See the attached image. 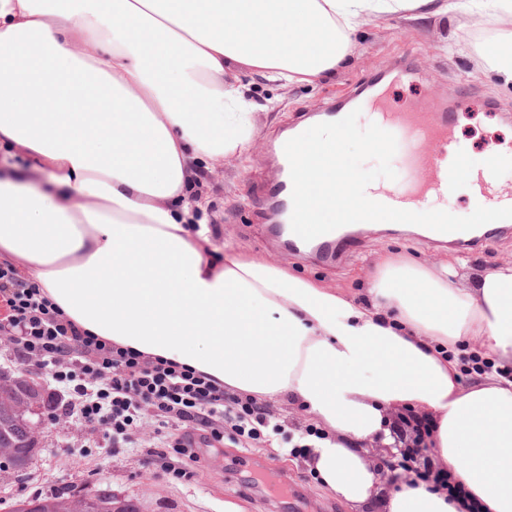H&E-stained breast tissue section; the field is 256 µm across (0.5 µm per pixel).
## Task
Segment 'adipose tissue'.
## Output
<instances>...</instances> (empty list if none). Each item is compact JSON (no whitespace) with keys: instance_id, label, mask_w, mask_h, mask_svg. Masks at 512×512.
<instances>
[{"instance_id":"ef3b65f1","label":"adipose tissue","mask_w":512,"mask_h":512,"mask_svg":"<svg viewBox=\"0 0 512 512\" xmlns=\"http://www.w3.org/2000/svg\"><path fill=\"white\" fill-rule=\"evenodd\" d=\"M458 7L495 32L483 70L512 85V0ZM447 12L440 0H0V149L43 176L0 172V260L82 331L299 405L329 434L310 469L356 510L468 512L369 459L387 416L413 408L472 501L512 512V262L460 288L457 257L388 251L359 301L217 248L193 191L201 164L254 142L257 104L237 71L314 84L350 62L368 21ZM463 346L494 371L462 383Z\"/></svg>"}]
</instances>
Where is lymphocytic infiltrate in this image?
I'll return each instance as SVG.
<instances>
[{"label":"lymphocytic infiltrate","mask_w":512,"mask_h":512,"mask_svg":"<svg viewBox=\"0 0 512 512\" xmlns=\"http://www.w3.org/2000/svg\"><path fill=\"white\" fill-rule=\"evenodd\" d=\"M0 335L16 347L18 357L43 370L66 400L65 412L89 427L107 426L113 451L131 442L132 429L152 414L159 429L186 426L172 450L178 459L195 456V441L231 442L243 448L283 435L282 426L258 399L224 390L218 382L175 362L144 355L82 332L36 284L0 264ZM433 423L407 409L387 425L401 455L403 479L444 490L449 498L463 495L448 473L425 455ZM290 455L307 456L324 429L310 424L299 436L283 435Z\"/></svg>","instance_id":"f902f5d3"}]
</instances>
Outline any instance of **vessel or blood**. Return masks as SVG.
Segmentation results:
<instances>
[{"label": "vessel or blood", "mask_w": 512, "mask_h": 512, "mask_svg": "<svg viewBox=\"0 0 512 512\" xmlns=\"http://www.w3.org/2000/svg\"><path fill=\"white\" fill-rule=\"evenodd\" d=\"M411 74L409 61L398 60L360 84L346 99L331 102L318 114L300 118L275 137L262 194L267 204L271 234L288 252L324 265L339 266L347 259L350 243L365 228L364 223L357 222L306 242L293 233L290 223L292 181L284 153L285 143L311 126L344 118L353 108L367 112L372 123L395 136L402 165L409 174L400 186L382 185L367 189L366 195L370 199L408 211L422 202L427 203L429 209H438L454 188L459 175L464 173L468 176L471 198L476 205L512 207V195L499 193L496 189L499 171L512 166V150L492 145L486 152L484 164L477 169L469 168V148L457 136V108L442 105L437 111L426 112L412 106H395L387 86ZM511 232L512 221L503 219L485 224L479 232L445 233L426 227L422 230V238L435 245L475 247L485 237Z\"/></svg>", "instance_id": "vessel-or-blood-1"}]
</instances>
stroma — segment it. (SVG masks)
<instances>
[{"label":"stroma","mask_w":512,"mask_h":512,"mask_svg":"<svg viewBox=\"0 0 512 512\" xmlns=\"http://www.w3.org/2000/svg\"><path fill=\"white\" fill-rule=\"evenodd\" d=\"M494 48L493 35L470 27L466 16L449 14L446 21L406 20L385 16L369 22L355 49L352 64L334 79L315 85L281 86L244 72L240 79L257 103L254 112L256 138L248 159L226 158L222 167L201 173L198 186L209 201L210 223L217 244L279 262L296 275L322 281L354 294L385 250L395 249L421 261L445 258L444 250L401 235L368 239L340 269L285 253L267 240L263 202L258 186L270 159V142L301 112L322 111L338 97L350 94L359 84L391 61L408 58L423 75L421 85L399 84L390 93L398 104L436 101L466 92V115L461 116L458 135L470 147V161L482 163L486 148L495 143L512 144V124L486 110L493 101L512 110V87L489 82L479 70L481 56ZM467 265L461 284H468L495 264L512 260V238L477 251L461 253ZM155 420L144 417L136 429L134 448L112 454L106 427L90 429L60 415L40 432L39 443L28 468L19 474L0 472V512L8 502L71 490L93 492L109 485L115 493L149 504L155 512H225L237 504L245 512H287L280 495L268 483L287 476L288 489L299 502L297 512H354L315 479L306 461L288 457L284 448L263 443L251 448L263 472L248 475L241 451L232 443H197V456L182 479L163 475L159 467L145 462L148 446L155 442Z\"/></svg>","instance_id":"obj_1"}]
</instances>
